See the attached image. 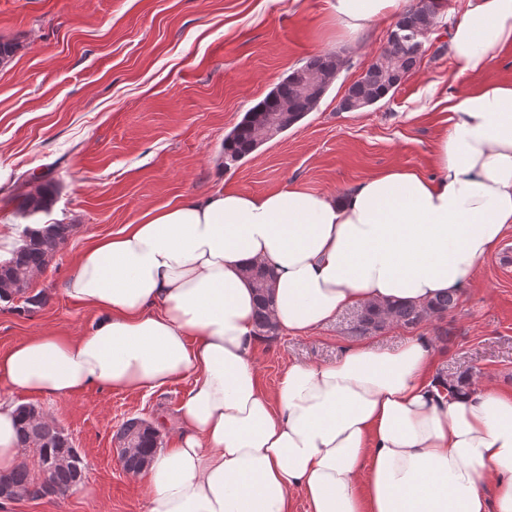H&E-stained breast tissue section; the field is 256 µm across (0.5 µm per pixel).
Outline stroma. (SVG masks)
Here are the masks:
<instances>
[{
    "mask_svg": "<svg viewBox=\"0 0 512 512\" xmlns=\"http://www.w3.org/2000/svg\"><path fill=\"white\" fill-rule=\"evenodd\" d=\"M333 0H0V42L16 45L0 67V233L27 223L69 224L73 232L32 278L27 298L0 302V353L37 334L77 336L93 312L65 292L90 243L141 223L148 212L219 190L264 194L298 183L339 195L378 171L408 167L435 176L433 148L448 126L451 100L488 84L512 83V45L496 62L460 71L451 55L425 57L395 93L360 113L339 111L346 87L384 46L393 17L352 34ZM321 52L338 53L335 83L318 107L224 167V137L275 85ZM56 190L49 213L24 216L31 176ZM356 310L308 334L262 339L254 358L265 392L288 364H321L347 346L399 347L428 337L448 380L512 390V228L481 262L447 315L407 328L362 333ZM193 376L151 393L91 387L67 399L17 392L53 418L87 464L64 497L0 502V512H146L141 486L112 440L120 423L173 420Z\"/></svg>",
    "mask_w": 512,
    "mask_h": 512,
    "instance_id": "obj_1",
    "label": "stroma"
}]
</instances>
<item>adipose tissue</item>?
Masks as SVG:
<instances>
[{"label": "adipose tissue", "instance_id": "ef3b65f1", "mask_svg": "<svg viewBox=\"0 0 512 512\" xmlns=\"http://www.w3.org/2000/svg\"><path fill=\"white\" fill-rule=\"evenodd\" d=\"M400 0H334L351 32ZM512 44V0H476L451 30L464 72ZM435 178L391 167L339 196L301 186L186 198L80 254L66 293L85 334L29 336L0 354L12 388L68 398L92 386L154 391L193 374L171 446L146 469L147 512H512V393H449L428 338L293 363L274 394L246 270L274 275L272 320L304 335L370 303H424L464 287L512 227V84L455 101ZM0 399V472L26 454ZM492 480L485 493L484 480Z\"/></svg>", "mask_w": 512, "mask_h": 512}]
</instances>
